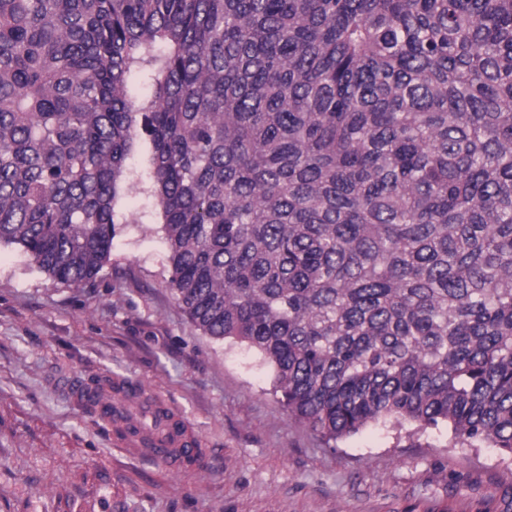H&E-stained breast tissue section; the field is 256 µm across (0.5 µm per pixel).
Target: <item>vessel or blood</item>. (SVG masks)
<instances>
[{"instance_id":"vessel-or-blood-1","label":"vessel or blood","mask_w":512,"mask_h":512,"mask_svg":"<svg viewBox=\"0 0 512 512\" xmlns=\"http://www.w3.org/2000/svg\"><path fill=\"white\" fill-rule=\"evenodd\" d=\"M68 391L77 403L97 409L120 448L161 462L175 474L201 466L203 451L185 419L138 383L114 377L75 383Z\"/></svg>"}]
</instances>
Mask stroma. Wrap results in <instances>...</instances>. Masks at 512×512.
I'll use <instances>...</instances> for the list:
<instances>
[{
    "label": "stroma",
    "mask_w": 512,
    "mask_h": 512,
    "mask_svg": "<svg viewBox=\"0 0 512 512\" xmlns=\"http://www.w3.org/2000/svg\"><path fill=\"white\" fill-rule=\"evenodd\" d=\"M95 282L0 248V512H512V460L446 427L370 425L328 445L290 419L270 368L205 336L174 299L164 232L132 184ZM118 376L180 411L203 468L170 475L114 445L60 383Z\"/></svg>",
    "instance_id": "35a3bbf8"
}]
</instances>
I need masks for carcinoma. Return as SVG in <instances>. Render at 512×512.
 Wrapping results in <instances>:
<instances>
[{
    "mask_svg": "<svg viewBox=\"0 0 512 512\" xmlns=\"http://www.w3.org/2000/svg\"><path fill=\"white\" fill-rule=\"evenodd\" d=\"M139 144L175 300L290 418L512 456V0H0V246L92 282Z\"/></svg>",
    "mask_w": 512,
    "mask_h": 512,
    "instance_id": "cac0c4a2",
    "label": "carcinoma"
}]
</instances>
